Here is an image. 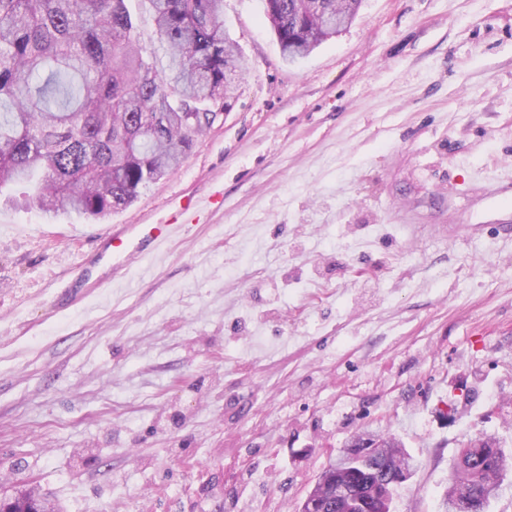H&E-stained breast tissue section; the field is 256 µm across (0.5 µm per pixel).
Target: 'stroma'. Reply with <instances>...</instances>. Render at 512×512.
I'll list each match as a JSON object with an SVG mask.
<instances>
[{
	"mask_svg": "<svg viewBox=\"0 0 512 512\" xmlns=\"http://www.w3.org/2000/svg\"><path fill=\"white\" fill-rule=\"evenodd\" d=\"M248 74L178 168L98 223L0 191V493L61 512H298L359 432L437 512L469 434L512 448V0H362L286 62L224 0ZM221 194L138 288L58 305L103 226ZM14 510L9 512H58V506L54 500L35 487H26L17 492L14 497H9Z\"/></svg>",
	"mask_w": 512,
	"mask_h": 512,
	"instance_id": "35a3bbf8",
	"label": "stroma"
}]
</instances>
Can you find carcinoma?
Segmentation results:
<instances>
[{
  "mask_svg": "<svg viewBox=\"0 0 512 512\" xmlns=\"http://www.w3.org/2000/svg\"><path fill=\"white\" fill-rule=\"evenodd\" d=\"M156 35L171 61L158 73L139 45L127 0H0V188L25 200L93 219L129 207L140 189L179 165L246 73L224 27L223 0H149ZM266 18L288 62L336 36V16L355 18L361 0H265ZM389 447L351 465L352 497L372 487L393 500L398 470L417 464L387 432ZM512 453L486 437L464 443L438 512H489ZM317 512H346L336 485L318 489ZM12 512H58L35 487L10 498Z\"/></svg>",
  "mask_w": 512,
  "mask_h": 512,
  "instance_id": "1",
  "label": "carcinoma"
}]
</instances>
